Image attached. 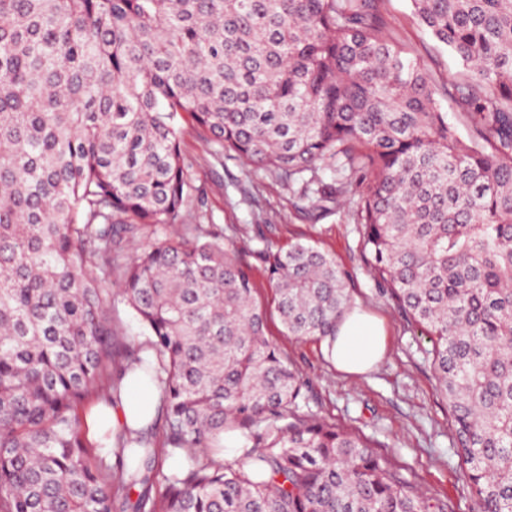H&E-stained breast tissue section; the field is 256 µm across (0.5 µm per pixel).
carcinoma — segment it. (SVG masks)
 Segmentation results:
<instances>
[{
  "mask_svg": "<svg viewBox=\"0 0 512 512\" xmlns=\"http://www.w3.org/2000/svg\"><path fill=\"white\" fill-rule=\"evenodd\" d=\"M381 2L0 0V512L443 510L310 409L251 267L186 223L184 117L219 165L362 188L363 255L432 343L475 512H512V0H410L466 69L443 83ZM321 164L330 191L304 180ZM258 255L285 335H336L335 260L299 241ZM114 278L139 350L112 327ZM132 365L161 384L162 427L136 461L117 436L107 464L86 411Z\"/></svg>",
  "mask_w": 512,
  "mask_h": 512,
  "instance_id": "cac0c4a2",
  "label": "carcinoma"
}]
</instances>
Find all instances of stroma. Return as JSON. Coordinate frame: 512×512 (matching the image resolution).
Instances as JSON below:
<instances>
[{
    "label": "stroma",
    "instance_id": "obj_1",
    "mask_svg": "<svg viewBox=\"0 0 512 512\" xmlns=\"http://www.w3.org/2000/svg\"><path fill=\"white\" fill-rule=\"evenodd\" d=\"M381 9L400 46L423 62L435 81L464 77L460 60L414 22L410 0H383ZM181 129L183 149L197 160L190 185L204 189L208 221L225 247L251 265L257 297L267 310L268 334L305 381L310 408L367 439L414 493L444 503L448 512H472L465 468L454 453L448 405L430 367L431 344L369 271L362 230L354 221L358 194L321 206L317 198L300 197L297 185L276 174L236 159L215 164L196 129L188 123ZM297 241L331 255L348 280L353 305L384 322L387 353L372 373L341 376L327 363L320 340L283 335L265 266L254 252Z\"/></svg>",
    "mask_w": 512,
    "mask_h": 512
}]
</instances>
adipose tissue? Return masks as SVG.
I'll return each mask as SVG.
<instances>
[{"label":"adipose tissue","instance_id":"obj_1","mask_svg":"<svg viewBox=\"0 0 512 512\" xmlns=\"http://www.w3.org/2000/svg\"><path fill=\"white\" fill-rule=\"evenodd\" d=\"M386 343L382 321L353 309L344 314L335 335L324 338L323 353L337 373L346 377L361 376L382 361ZM159 402L157 379L136 368L123 376L120 397L114 403L94 407L88 421L98 438L140 431L155 419Z\"/></svg>","mask_w":512,"mask_h":512}]
</instances>
